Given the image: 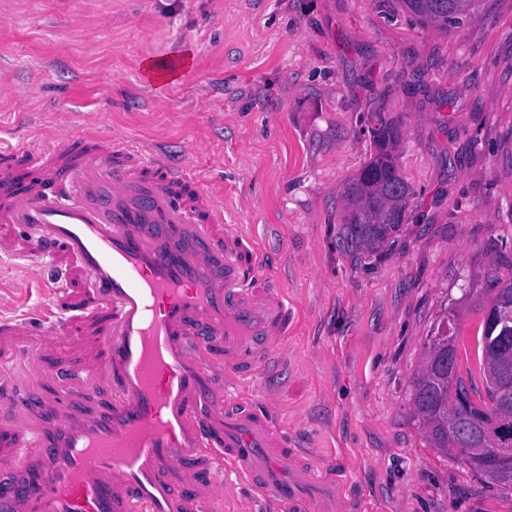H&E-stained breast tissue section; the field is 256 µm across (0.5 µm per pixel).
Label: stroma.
Segmentation results:
<instances>
[{
    "mask_svg": "<svg viewBox=\"0 0 512 512\" xmlns=\"http://www.w3.org/2000/svg\"><path fill=\"white\" fill-rule=\"evenodd\" d=\"M190 49L179 76L142 64ZM413 189L378 250L343 239L345 189L376 119ZM163 149L224 200L295 321L250 410L344 483L363 512H512V488L431 448L412 381L512 260V0L448 31L392 0H0V145L52 131Z\"/></svg>",
    "mask_w": 512,
    "mask_h": 512,
    "instance_id": "1",
    "label": "stroma"
}]
</instances>
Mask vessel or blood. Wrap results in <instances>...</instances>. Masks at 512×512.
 I'll list each match as a JSON object with an SVG mask.
<instances>
[{"label": "vessel or blood", "instance_id": "b4317fda", "mask_svg": "<svg viewBox=\"0 0 512 512\" xmlns=\"http://www.w3.org/2000/svg\"><path fill=\"white\" fill-rule=\"evenodd\" d=\"M0 256L27 267L14 290L44 297L32 316L0 312V367L36 317L52 377L104 396L83 411L0 371V512H224L228 470L284 512H361L243 409L239 382L274 366L288 305L223 200L164 152L61 131L1 148Z\"/></svg>", "mask_w": 512, "mask_h": 512}]
</instances>
